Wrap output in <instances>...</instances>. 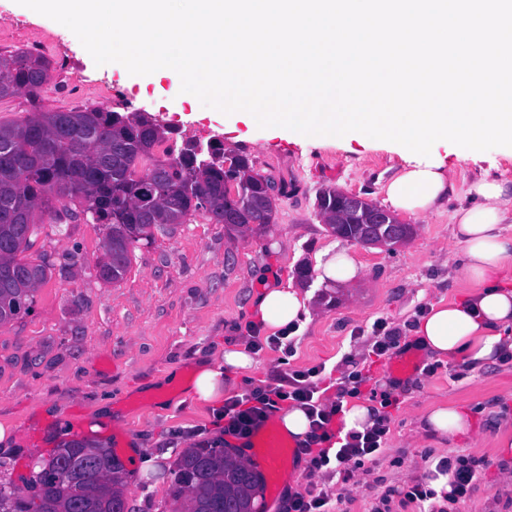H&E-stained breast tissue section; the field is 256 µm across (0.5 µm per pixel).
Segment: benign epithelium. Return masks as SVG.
Listing matches in <instances>:
<instances>
[{
	"mask_svg": "<svg viewBox=\"0 0 512 512\" xmlns=\"http://www.w3.org/2000/svg\"><path fill=\"white\" fill-rule=\"evenodd\" d=\"M336 208L351 219L353 224H361L366 232L354 238L361 245L394 247L404 242L401 230L406 224L387 208L369 201L356 193L336 191Z\"/></svg>",
	"mask_w": 512,
	"mask_h": 512,
	"instance_id": "benign-epithelium-1",
	"label": "benign epithelium"
}]
</instances>
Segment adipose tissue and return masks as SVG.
I'll return each mask as SVG.
<instances>
[{
  "mask_svg": "<svg viewBox=\"0 0 512 512\" xmlns=\"http://www.w3.org/2000/svg\"><path fill=\"white\" fill-rule=\"evenodd\" d=\"M474 197L453 212L455 237L463 257L454 268L455 280L468 288L458 301L430 305L416 322L413 333L423 347L442 359L467 358L481 364L491 359L512 334V288L498 277L512 263V235L503 233L507 219L503 204L512 194V184L482 178ZM316 268L321 281L342 286L355 283L363 267L347 252L323 251ZM309 297L293 285L274 278L260 282L251 306L262 329L277 332L308 322ZM254 365L250 345L238 343L225 349L222 361L199 362L190 390L204 402L221 400L231 388L230 380ZM425 428L439 438L456 439L470 434L472 426L464 410L455 405L440 406L428 413Z\"/></svg>",
  "mask_w": 512,
  "mask_h": 512,
  "instance_id": "obj_1",
  "label": "adipose tissue"
}]
</instances>
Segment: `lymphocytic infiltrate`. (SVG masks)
<instances>
[{
	"label": "lymphocytic infiltrate",
	"instance_id": "f902f5d3",
	"mask_svg": "<svg viewBox=\"0 0 512 512\" xmlns=\"http://www.w3.org/2000/svg\"><path fill=\"white\" fill-rule=\"evenodd\" d=\"M323 366L305 370H289L277 386L255 387L242 396L224 402V432L238 439L250 437L265 419L268 410L289 404L303 407L310 419L311 430L297 453L308 460L310 473L326 472L338 484L354 481L365 463L375 461L383 450L390 431L393 401L382 394V409L372 427L365 432H343V416L349 399L358 397L366 377L354 369L344 376L345 384L333 398L323 396L319 378ZM487 466L485 458L471 454L448 455L439 459L436 470L447 476L449 490L439 494L426 481L417 480L403 492L387 489L371 512H393L392 502L413 507L414 512H447V505L465 500L476 490Z\"/></svg>",
	"mask_w": 512,
	"mask_h": 512
}]
</instances>
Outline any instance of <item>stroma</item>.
Returning a JSON list of instances; mask_svg holds the SVG:
<instances>
[{"mask_svg":"<svg viewBox=\"0 0 512 512\" xmlns=\"http://www.w3.org/2000/svg\"><path fill=\"white\" fill-rule=\"evenodd\" d=\"M26 20L24 30L0 28V50L36 47L48 35L62 38L69 61L53 60V78L42 99L48 109L68 110L92 103L83 76L101 79L116 100V111L163 113L187 136L218 135L228 153L249 158L256 172L281 181L285 194L276 202L274 223L244 233L198 213L173 233L156 232L153 243H137L124 279L106 283L96 276L103 253L104 225L82 220L44 223L32 249L56 265L38 287L29 315L0 327V424L14 439L0 445V461L13 482L31 475L34 461L48 457L63 435L96 437L111 445L120 460L136 448L153 456L150 470L130 467L126 496L134 512H172L168 495L173 473L188 448L218 445L233 449L231 437L211 427L217 404L197 400L189 386L197 361L221 358L227 346L245 339L254 321L250 299L266 273L307 291L311 320L289 364L264 349L253 367L238 377L232 392L274 384L287 368L323 364V386H335L355 362L371 391L398 399L386 451L366 465L351 487L333 486L349 499L348 512H369L385 490L426 477L436 456L471 453L488 462L479 486L460 512H512V474L498 448L512 430V364L492 359L466 377L456 362L442 361L437 374L396 377L389 358L374 359L368 338L353 339L376 319L402 328L401 346L416 344L406 322L420 305L458 300L465 290L452 278L461 250L451 216L482 174L512 180V155L493 148L462 155L437 142L431 157L443 162L457 194L438 210L402 215L416 233L394 249L363 246L334 236L322 222L316 199L323 188L353 192L382 203L383 184L402 164L387 141L332 137L316 141L282 127H259L248 113L201 111L181 94L175 76H140L122 68L95 64L78 38L52 19L22 11L17 0H0V19ZM348 251L364 267L363 278L349 288H329L315 279V256L324 249ZM78 252L82 266L62 270L63 256ZM454 403L477 421L479 433L455 444L436 443L422 420L434 407ZM112 409V428L92 433L102 405Z\"/></svg>","mask_w":512,"mask_h":512,"instance_id":"obj_1","label":"stroma"}]
</instances>
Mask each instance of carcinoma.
I'll use <instances>...</instances> for the list:
<instances>
[{
    "label": "carcinoma",
    "instance_id": "carcinoma-1",
    "mask_svg": "<svg viewBox=\"0 0 512 512\" xmlns=\"http://www.w3.org/2000/svg\"><path fill=\"white\" fill-rule=\"evenodd\" d=\"M51 62L27 48L0 51V100L26 94L35 112L18 121H0V326L27 314L34 293L51 275L46 258L26 255L38 235L37 218L52 214V201L81 199L86 207L66 216L104 224V262L97 276L121 281L140 241L154 231L173 230L195 213L217 224L234 215L237 226L269 224L274 198L271 178L253 173L249 159L235 155L236 168L225 169L219 142L200 150L187 143L178 154L154 157L155 147L176 129L144 114H122L101 105L44 110L42 94L51 78ZM152 167L137 174L138 163ZM242 181V194L227 196L225 183ZM327 205L322 217L331 232L348 239L352 227L336 223V189L320 192ZM51 475L41 493L24 495L0 479V512H115L125 498L127 472L115 452L91 440L62 442L33 464L32 478ZM260 481L224 449H186L175 472L172 512H254Z\"/></svg>",
    "mask_w": 512,
    "mask_h": 512
}]
</instances>
